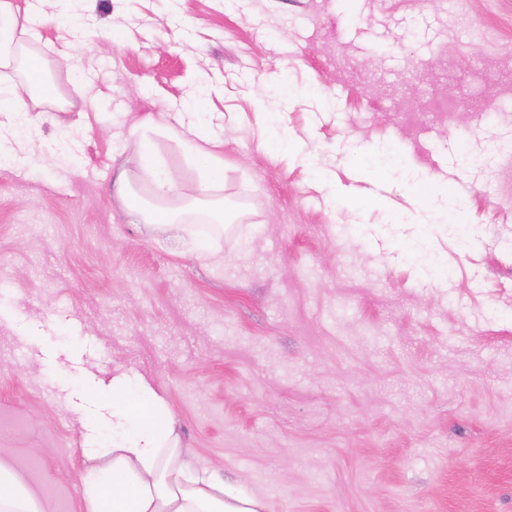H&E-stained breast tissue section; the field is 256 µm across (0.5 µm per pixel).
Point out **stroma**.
Listing matches in <instances>:
<instances>
[{
    "mask_svg": "<svg viewBox=\"0 0 512 512\" xmlns=\"http://www.w3.org/2000/svg\"><path fill=\"white\" fill-rule=\"evenodd\" d=\"M15 3L74 103L0 112V459L48 512L119 373L266 512H512V0ZM193 112L220 263L134 223L148 156L194 194ZM170 138L178 142L186 162L197 172L200 199L223 190L224 156L219 149L224 140L213 133L209 119L199 115L185 132L171 131Z\"/></svg>",
    "mask_w": 512,
    "mask_h": 512,
    "instance_id": "stroma-1",
    "label": "stroma"
}]
</instances>
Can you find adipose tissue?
I'll return each instance as SVG.
<instances>
[{
  "label": "adipose tissue",
  "instance_id": "1",
  "mask_svg": "<svg viewBox=\"0 0 512 512\" xmlns=\"http://www.w3.org/2000/svg\"><path fill=\"white\" fill-rule=\"evenodd\" d=\"M41 70L29 71L21 84L0 94V110L25 118L42 99ZM173 138L186 162L197 172L198 196L212 197L223 187V141L206 117H197ZM148 223L159 224L179 244H192L208 259H220L221 248L210 236L188 241L178 211L160 207L141 212ZM136 390L139 410L127 406L129 390ZM102 422L112 426V444L87 449L92 466L81 475L80 512H264L262 500L236 491L223 479L190 469L184 459L166 401L148 383L123 378L112 381L111 397L99 405ZM0 512H45L43 501L8 462L0 460Z\"/></svg>",
  "mask_w": 512,
  "mask_h": 512
}]
</instances>
